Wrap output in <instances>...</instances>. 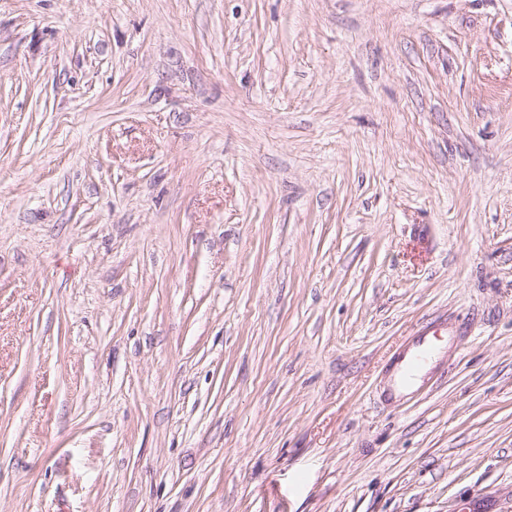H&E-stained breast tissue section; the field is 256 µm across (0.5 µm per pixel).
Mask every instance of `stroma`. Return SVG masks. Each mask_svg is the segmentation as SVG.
Masks as SVG:
<instances>
[{
	"label": "stroma",
	"instance_id": "1",
	"mask_svg": "<svg viewBox=\"0 0 512 512\" xmlns=\"http://www.w3.org/2000/svg\"><path fill=\"white\" fill-rule=\"evenodd\" d=\"M0 512H512V0H0ZM457 336L451 319L434 320L401 345L392 357L387 386L389 400H400L418 391L429 379Z\"/></svg>",
	"mask_w": 512,
	"mask_h": 512
}]
</instances>
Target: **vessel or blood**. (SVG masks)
<instances>
[{"instance_id": "b4317fda", "label": "vessel or blood", "mask_w": 512, "mask_h": 512, "mask_svg": "<svg viewBox=\"0 0 512 512\" xmlns=\"http://www.w3.org/2000/svg\"><path fill=\"white\" fill-rule=\"evenodd\" d=\"M457 335L452 320H434L401 345L392 357L387 396L399 400L418 391L428 380Z\"/></svg>"}]
</instances>
